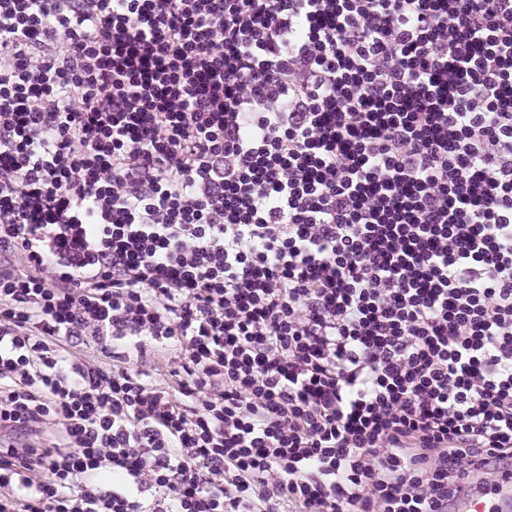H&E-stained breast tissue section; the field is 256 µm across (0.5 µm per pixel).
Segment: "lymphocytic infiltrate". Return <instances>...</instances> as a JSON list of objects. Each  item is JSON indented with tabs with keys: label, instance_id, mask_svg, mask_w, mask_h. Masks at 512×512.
Returning a JSON list of instances; mask_svg holds the SVG:
<instances>
[{
	"label": "lymphocytic infiltrate",
	"instance_id": "obj_1",
	"mask_svg": "<svg viewBox=\"0 0 512 512\" xmlns=\"http://www.w3.org/2000/svg\"><path fill=\"white\" fill-rule=\"evenodd\" d=\"M511 459L512 0H0V512Z\"/></svg>",
	"mask_w": 512,
	"mask_h": 512
}]
</instances>
